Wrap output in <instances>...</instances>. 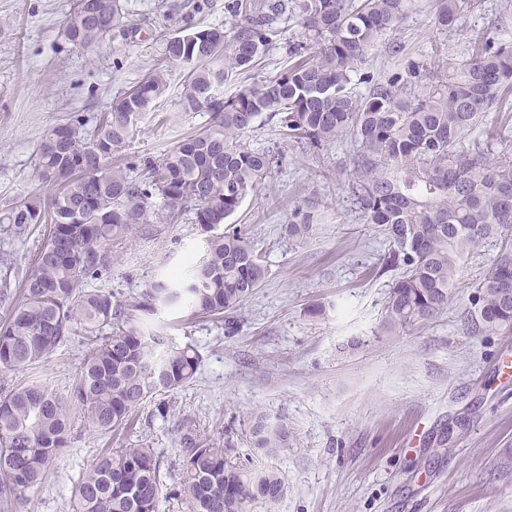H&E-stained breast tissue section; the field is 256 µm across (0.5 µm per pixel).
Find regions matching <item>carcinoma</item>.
I'll return each instance as SVG.
<instances>
[{
	"label": "carcinoma",
	"instance_id": "cac0c4a2",
	"mask_svg": "<svg viewBox=\"0 0 512 512\" xmlns=\"http://www.w3.org/2000/svg\"><path fill=\"white\" fill-rule=\"evenodd\" d=\"M410 8L411 0H275L268 13L246 17L230 34L197 27L172 37L168 59L190 68L181 108L208 112L211 122L162 158L144 161L143 179L112 164V154L166 93L164 70L122 94L93 133L80 121L51 130L35 177L55 193L0 212V224L16 237L33 224L49 225L22 297L0 324V369L46 363L75 338L88 350L69 393L31 382L0 397V512H12L46 484L70 446L75 420L111 432L154 394L192 382L201 356L151 327L158 308L192 307L237 330L236 313L265 282L268 267L253 238L218 228L278 163L245 141L262 117L297 144L318 150L342 139L353 144V204L364 223L387 236L380 271L403 269L382 304L380 335L447 312L465 261L488 238L501 240L502 248L477 285L470 333H512V159L490 157L476 134L485 112L512 94V46L482 34L472 58L424 92L417 91L420 65L412 60L381 80L361 73L369 51ZM471 8V0H438L432 25L461 30ZM287 11L310 44L293 46L292 60L275 78L224 98V83L253 66L274 36L272 22ZM120 18V0H77L65 20L66 38L91 48ZM355 75L369 84L367 94L350 91ZM157 196L171 223L184 205L195 206L196 223L208 233L202 258L189 260L181 277L159 279L125 300L83 286L112 265L114 244L152 223ZM317 221L315 211L298 207L284 235L305 241ZM180 443L179 476L165 493L157 449L142 443L100 452L74 485V512H157L162 495L184 501L188 512H250L257 505L278 512L287 491L279 469L240 465L232 448L190 429ZM249 444L276 457L288 451V433L256 413Z\"/></svg>",
	"mask_w": 512,
	"mask_h": 512
}]
</instances>
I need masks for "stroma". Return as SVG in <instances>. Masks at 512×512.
I'll use <instances>...</instances> for the list:
<instances>
[{"label": "stroma", "instance_id": "obj_1", "mask_svg": "<svg viewBox=\"0 0 512 512\" xmlns=\"http://www.w3.org/2000/svg\"><path fill=\"white\" fill-rule=\"evenodd\" d=\"M238 1L121 0L118 27L80 49L64 27L76 0H0V210L49 194L34 169L52 128L76 119L94 124L154 68L165 69L168 90L136 120L113 163L143 174L145 160L161 158L177 140L203 129L209 113L179 105L189 69L168 60L166 45L187 17L230 32L246 12L262 11L268 2L243 0L241 10ZM506 2L474 0L463 30L440 32L431 23L435 0H414L397 30L370 51L364 69L380 78L407 57L430 69L458 67L472 57L475 38L490 30L512 44ZM273 26L276 34L257 65L227 81L225 96L275 77L290 47L304 39L287 17ZM392 40L402 44L404 58L389 53ZM246 141L278 155L279 163L226 221L258 243L269 268L268 280L239 310L238 330L228 332L224 321L186 308L160 310L169 336L202 356L194 382L154 395L112 433L76 428L49 481L15 512H71L79 472L107 448L149 443L162 454L165 483H172L186 426L219 447L232 441L238 461L280 469L288 493L279 512H512V375L499 369L512 360V334L474 336L467 321L499 241L484 240L470 255L447 314L380 335L395 274L377 273L389 242L360 219L348 194L350 141L317 150L288 142L262 119ZM297 206L323 216L304 244L281 231ZM165 216L156 205L152 231L115 247L97 286L121 299L136 296L202 254L204 234L193 207L175 224ZM46 235L43 224L20 238L0 231V280H8L11 294H18ZM84 351L74 341L38 368L0 370V396L28 381L67 392ZM257 410L287 427L284 455L269 460L250 448V416Z\"/></svg>", "mask_w": 512, "mask_h": 512}]
</instances>
